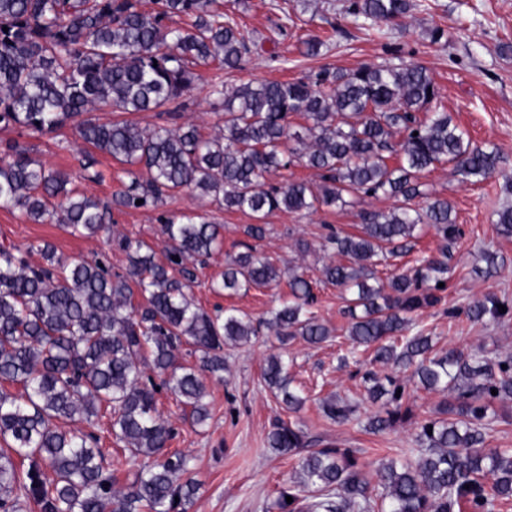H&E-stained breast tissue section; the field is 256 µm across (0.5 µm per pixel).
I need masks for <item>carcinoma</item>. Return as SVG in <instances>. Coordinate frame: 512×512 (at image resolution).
<instances>
[{
	"label": "carcinoma",
	"instance_id": "1",
	"mask_svg": "<svg viewBox=\"0 0 512 512\" xmlns=\"http://www.w3.org/2000/svg\"><path fill=\"white\" fill-rule=\"evenodd\" d=\"M348 2L350 22L379 38L383 26L416 7L414 0ZM152 4L146 11L141 0H0V126L44 132L71 122L83 143L128 165L129 176L105 203L75 193L66 174L9 145L0 158V208L18 209L35 223L56 221L82 237L106 229L114 208H155L182 190L258 218L281 209L353 205L362 194L393 200L388 211L363 213L359 234L327 236L325 248L336 259L321 273L347 294L343 315L352 349H371L374 360L397 370L362 377L372 397L385 399L384 414L369 429L391 431L407 417L411 382L444 396L440 417L419 425L416 459L379 464L378 493L355 450L310 449L293 424L273 423L270 447L292 455L307 449L296 485L280 492L275 508L375 512L381 503L386 512H501L511 506L512 451L487 447L486 431L499 422L492 405L512 401V351L439 354L431 337L404 335L415 316L441 302L438 284L448 280L461 236L448 198L424 190L421 175L448 164L461 181L480 182L498 170L499 150L472 146L448 113L430 110L439 97L434 79L402 59L228 91L222 72L242 66L256 46L253 31L222 0ZM210 65L215 72L207 84L222 110V125L211 136L193 125L140 129L127 120L82 118L118 110L172 120L202 79L198 68ZM291 115L305 123L291 126ZM294 166L319 172L320 182L313 187L285 175ZM272 175L281 181L266 182ZM495 224L499 235L512 237V206L496 212ZM425 226L439 237L438 255L380 284L377 267L409 253L415 231ZM219 228L191 217L161 219L164 263L143 241L115 236L129 258L123 274L100 260L65 263L48 243L29 246L42 255L38 266L0 246V441L6 445L0 512H21L27 502L38 512H178L193 501L198 484L188 477V456L166 452L173 429L157 408L156 387L174 393L202 425L209 417L202 374L224 378L226 343L246 344L263 326L309 345L331 337L311 310L312 282L296 268L288 272V299L268 321L255 324L235 308L210 314L194 304V273L186 264L220 246ZM483 261L486 267L475 273L485 279L503 263L489 251ZM281 279L272 260L250 249L225 266L213 287L235 293ZM136 292L144 300L139 307L132 303ZM464 313L475 324L500 321L512 316V302L489 291ZM185 344L198 365L180 362ZM262 378L289 412L302 409L306 398L293 386L283 355L265 360ZM4 383L22 390L11 393ZM324 410L338 422L353 412L333 399ZM104 417L116 444L141 459L122 488L104 465L100 437L88 431Z\"/></svg>",
	"mask_w": 512,
	"mask_h": 512
}]
</instances>
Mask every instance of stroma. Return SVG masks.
Instances as JSON below:
<instances>
[{
    "mask_svg": "<svg viewBox=\"0 0 512 512\" xmlns=\"http://www.w3.org/2000/svg\"><path fill=\"white\" fill-rule=\"evenodd\" d=\"M283 0H237L232 11L254 32L258 51L243 68L225 72L224 85L233 88L265 80H292L329 67L354 70L379 64L393 57L426 67L440 92L437 108L451 114L454 122L466 129L473 145H496L502 162L498 172L477 184L458 182L448 168H438L421 177L426 189L447 196L463 235L453 249L452 271L441 306L425 310L415 323L431 336L436 351L451 348H483L488 353L512 349V320L474 324L466 317L448 318L445 309L463 306L488 291L512 297V239L500 236L496 213L512 206V0H423L421 8L389 26L382 38L365 36L350 25L344 14L347 0H314L311 11L298 12L294 24H285ZM286 33H279L280 25ZM345 29L336 43L315 57L305 55L303 41L316 35L332 36L333 26ZM447 32L445 40L431 38L434 28ZM279 53L278 63H269V51ZM180 123L196 126L203 135L214 133L219 117L212 105L206 83H196L188 96V107ZM19 143L46 166L69 174L78 192L110 200L121 189L127 176L122 164L77 140L72 126L52 132L29 133L0 129V154L7 145ZM94 156L101 177L91 182L82 179L81 166ZM391 200L361 197L352 207H321L307 214L276 210L263 219L268 228L265 238L255 240L244 233L254 223L251 213L219 207L209 199L183 191L156 208L115 209L107 223L111 230L141 239L149 244L157 260H164L160 220L202 215L223 225L220 247L196 264L195 283L190 294L206 311L236 308L252 321L270 319L288 297L286 284L266 288H244L237 294L216 293L211 281L223 271L226 261L246 249L269 257L280 268L297 265L316 283V311L334 329V338L314 347L301 339L279 341L272 331L262 330L251 341L225 346L226 370L223 381L207 380L205 401L210 417L205 426L194 425L190 408L179 404L169 391H160L158 408L171 422L176 435L169 451H179L191 459L190 475L199 490L187 512H277L274 503L283 488L294 481L299 458L270 448L267 435L275 419L293 422L307 439L320 446L340 443L357 451L359 465L367 477H374L382 459H405L417 447L418 423L436 418L443 397L414 387L408 422L396 430L371 433L370 418L381 414V402L368 398L352 366L341 358L350 346L341 314L343 301L336 286L322 282L320 269L331 253L322 243L332 231L355 233L366 211L386 210ZM47 241L62 260H105L112 272H125L128 258L124 251L106 240L105 234L75 237L59 225L35 224L16 210L0 208V245L27 251L30 263H41L32 244ZM308 252H301L300 243ZM504 259L498 276L485 281L475 276L482 266L484 251ZM283 353L294 360V384L308 400L296 413L288 412L266 388L262 370L269 354ZM338 396L354 404L349 421L338 423L322 411L321 402Z\"/></svg>",
    "mask_w": 512,
    "mask_h": 512,
    "instance_id": "stroma-1",
    "label": "stroma"
}]
</instances>
